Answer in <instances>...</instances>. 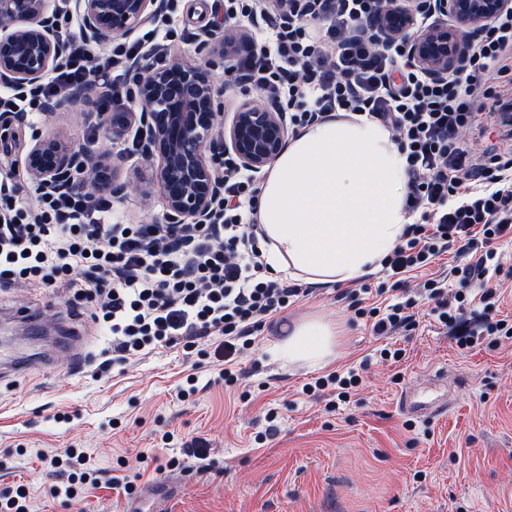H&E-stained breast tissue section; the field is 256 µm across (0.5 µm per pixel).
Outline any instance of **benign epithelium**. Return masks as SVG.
<instances>
[{
  "instance_id": "1",
  "label": "benign epithelium",
  "mask_w": 512,
  "mask_h": 512,
  "mask_svg": "<svg viewBox=\"0 0 512 512\" xmlns=\"http://www.w3.org/2000/svg\"><path fill=\"white\" fill-rule=\"evenodd\" d=\"M317 0H259L264 13L274 12L288 23L308 16ZM421 12L436 16L432 25L411 39V54L426 77L444 79L464 57L469 39L479 28L512 11V0H414ZM162 0H0V80L16 88L36 87L57 70L65 48L54 19L77 14L81 36L89 45L103 46L125 36L160 14ZM415 11L391 7L372 21L373 40L387 43L405 36L414 26ZM237 25L222 33L205 29L200 50L206 60L157 67L139 83L133 98L135 112H105L84 87L46 102L54 113L76 105L99 118V126L114 139L123 138L133 125L145 128L141 151L149 163L139 174L141 192L163 201L170 224H210L223 203L224 157L254 172L269 165L288 138V115L272 100H247L234 113L227 130L217 122L221 88L214 83V59H225L248 43ZM23 165L29 180L45 191L68 193L86 186L84 174L94 173L93 191L120 198L124 185L116 184L109 155L80 151L67 135L32 139Z\"/></svg>"
}]
</instances>
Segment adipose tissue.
Returning <instances> with one entry per match:
<instances>
[{
	"instance_id": "1",
	"label": "adipose tissue",
	"mask_w": 512,
	"mask_h": 512,
	"mask_svg": "<svg viewBox=\"0 0 512 512\" xmlns=\"http://www.w3.org/2000/svg\"><path fill=\"white\" fill-rule=\"evenodd\" d=\"M407 180L404 156L378 123L330 117L301 128L269 166L258 198L267 265L317 288L374 274L411 221ZM340 334L312 316L275 353L285 364L317 368L334 355Z\"/></svg>"
}]
</instances>
